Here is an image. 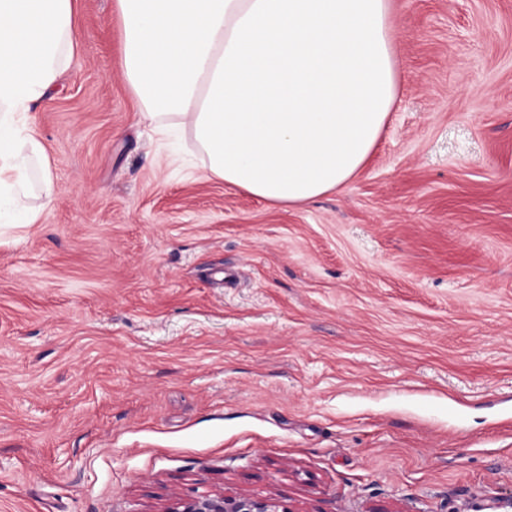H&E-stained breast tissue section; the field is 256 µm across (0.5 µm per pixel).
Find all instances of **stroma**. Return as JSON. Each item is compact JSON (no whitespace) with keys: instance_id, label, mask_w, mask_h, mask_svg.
<instances>
[{"instance_id":"1","label":"stroma","mask_w":512,"mask_h":512,"mask_svg":"<svg viewBox=\"0 0 512 512\" xmlns=\"http://www.w3.org/2000/svg\"><path fill=\"white\" fill-rule=\"evenodd\" d=\"M398 96L281 207L142 121L115 0L30 119L57 185L0 235V512H512V0H390ZM167 512H293L273 497L210 493L180 498Z\"/></svg>"}]
</instances>
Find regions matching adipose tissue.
<instances>
[{"label":"adipose tissue","instance_id":"ef3b65f1","mask_svg":"<svg viewBox=\"0 0 512 512\" xmlns=\"http://www.w3.org/2000/svg\"><path fill=\"white\" fill-rule=\"evenodd\" d=\"M123 75L207 173L276 206L336 191L375 151L397 98L389 0H116ZM75 0H0V223L57 194L32 105L75 48Z\"/></svg>","mask_w":512,"mask_h":512}]
</instances>
